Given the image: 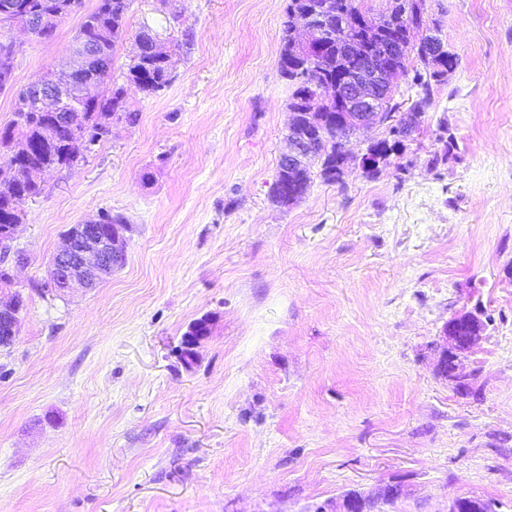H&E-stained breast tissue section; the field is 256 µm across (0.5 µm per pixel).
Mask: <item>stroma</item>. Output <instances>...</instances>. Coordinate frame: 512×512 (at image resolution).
Returning <instances> with one entry per match:
<instances>
[{
  "label": "stroma",
  "mask_w": 512,
  "mask_h": 512,
  "mask_svg": "<svg viewBox=\"0 0 512 512\" xmlns=\"http://www.w3.org/2000/svg\"><path fill=\"white\" fill-rule=\"evenodd\" d=\"M287 4L130 0L131 30L192 44L165 90L128 89L135 124L20 205L27 261L0 286L23 300L0 349V512H315L389 483L387 512L458 497L512 512V0H426L458 65L404 151L284 207ZM80 21L19 33L0 126ZM441 119L456 147L433 167ZM104 211L130 226L124 265L49 290L63 232ZM463 309L487 322L468 395L435 371Z\"/></svg>",
  "instance_id": "stroma-1"
}]
</instances>
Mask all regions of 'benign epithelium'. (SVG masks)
I'll use <instances>...</instances> for the list:
<instances>
[{
    "label": "benign epithelium",
    "instance_id": "1",
    "mask_svg": "<svg viewBox=\"0 0 512 512\" xmlns=\"http://www.w3.org/2000/svg\"><path fill=\"white\" fill-rule=\"evenodd\" d=\"M424 5L425 0H416L414 9L404 11L396 22L392 21L386 10L374 12L364 9L356 19L340 12V22L336 26L332 25L329 16L308 7L300 13L299 30L305 32L304 43L309 50L337 36L339 30L348 31L353 23L373 34H381L390 28H398L406 34L422 21ZM16 25L30 29L27 20L12 13L10 9L0 11V63L3 65L14 62L20 50V44L11 36V30ZM343 47L346 54L356 60V65L345 73L342 80L324 87V90L332 91L331 99L341 109V122L353 124L356 131L382 123L401 133L413 134L417 129L415 113L409 112L400 119L392 112L388 119H383L385 108L394 101V79L400 74L396 65L401 51L400 41L389 40L379 58L362 55L358 43L348 38L343 41ZM88 57V47L80 40L74 41L70 63L49 71L46 79L30 83L16 97L14 111L21 115L26 112L55 114L67 96L73 74L83 68ZM312 110L311 106L305 110L290 109L292 118L287 135L290 150L279 160L280 168L287 177L279 190V200L283 205L294 204L308 192L302 175L315 146ZM355 161L362 170L374 164L370 153L358 157L352 151H347L340 175L336 178L337 184H344L345 173ZM100 222L99 218L86 222L80 225L79 235L62 239L51 261L50 285L53 290L63 291L73 284L92 288L107 276L110 265L121 261L127 226L114 225L109 235L97 238L93 235V228ZM16 229L17 225L12 224L0 235V260L3 262L11 255L17 264L24 260L22 252L13 250ZM20 309L21 300L17 297L8 304H0V324L7 332V336L3 337L5 345H12L18 335ZM484 333L485 327L479 313L466 310L455 313L448 319L441 339L436 343V373L452 383H460L466 377L461 371L462 360L480 346ZM383 495L384 487L379 486L368 495L344 496L334 505L325 503L315 512H378Z\"/></svg>",
    "mask_w": 512,
    "mask_h": 512
}]
</instances>
